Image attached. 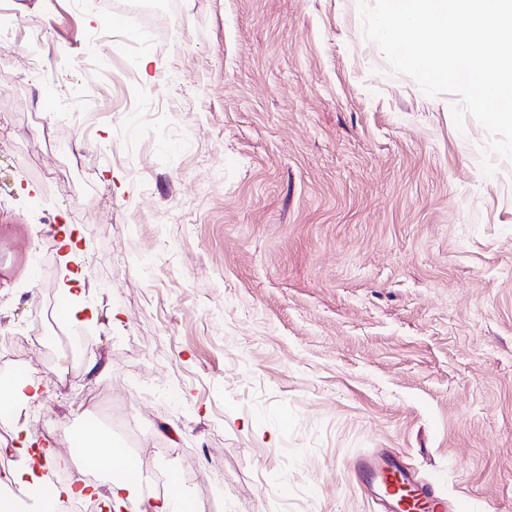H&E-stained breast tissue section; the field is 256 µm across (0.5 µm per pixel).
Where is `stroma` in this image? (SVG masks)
I'll list each match as a JSON object with an SVG mask.
<instances>
[{
    "instance_id": "35a3bbf8",
    "label": "stroma",
    "mask_w": 512,
    "mask_h": 512,
    "mask_svg": "<svg viewBox=\"0 0 512 512\" xmlns=\"http://www.w3.org/2000/svg\"><path fill=\"white\" fill-rule=\"evenodd\" d=\"M132 8L0 0V249L31 236L0 266V369L39 332L46 381L15 435L99 426L193 470L204 512H374L349 464L376 448L512 512V161L483 173L487 131L391 73L358 0ZM72 140L81 166L47 163ZM65 222L66 268L35 242Z\"/></svg>"
}]
</instances>
